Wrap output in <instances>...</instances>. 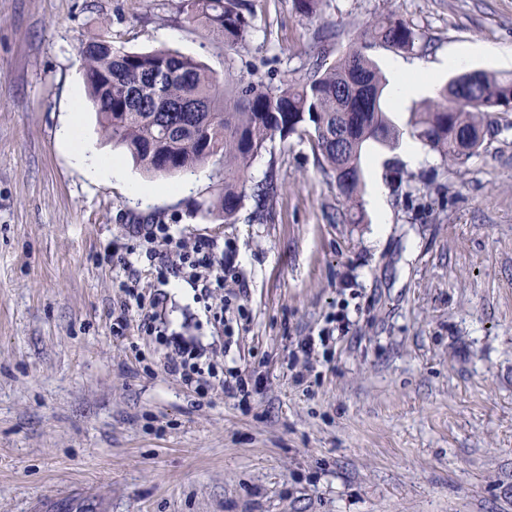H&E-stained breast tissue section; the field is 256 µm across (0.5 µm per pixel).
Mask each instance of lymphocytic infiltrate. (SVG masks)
Returning a JSON list of instances; mask_svg holds the SVG:
<instances>
[{
	"instance_id": "lymphocytic-infiltrate-1",
	"label": "lymphocytic infiltrate",
	"mask_w": 512,
	"mask_h": 512,
	"mask_svg": "<svg viewBox=\"0 0 512 512\" xmlns=\"http://www.w3.org/2000/svg\"><path fill=\"white\" fill-rule=\"evenodd\" d=\"M134 238V245L119 258L128 275L120 284L125 298L112 323L113 335H122L129 315L137 314L139 329L154 338L168 375L198 393L217 386L227 396H246L248 384L238 371L224 370L194 343L173 341L161 312L165 285L180 280L198 291L213 327L233 335L235 320L245 319L246 314L236 311V295L224 291L232 270L224 264L223 247L209 238L185 244L169 224L137 225ZM142 260L155 271L156 290L145 289L141 284L135 264Z\"/></svg>"
}]
</instances>
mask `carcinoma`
Returning a JSON list of instances; mask_svg holds the SVG:
<instances>
[{
  "instance_id": "1",
  "label": "carcinoma",
  "mask_w": 512,
  "mask_h": 512,
  "mask_svg": "<svg viewBox=\"0 0 512 512\" xmlns=\"http://www.w3.org/2000/svg\"><path fill=\"white\" fill-rule=\"evenodd\" d=\"M189 22L236 50L250 28L249 0H181ZM375 43L412 53L418 35L388 13L352 33L351 45L324 66L325 48L304 75L270 86L253 76L221 79L205 64L178 50L127 52L97 34L82 42L80 56L88 101L104 137L152 178H171L210 165L221 180L207 210L224 223L253 189L259 207L275 196L273 183L250 185L254 159L275 138L308 140L342 196L341 220L362 224V158L373 142L394 149L404 132L384 108L387 80L357 43ZM203 108L191 112L189 108ZM512 110V75L484 70L455 74L438 98L411 113L410 136L446 162L461 163L484 148L494 116Z\"/></svg>"
}]
</instances>
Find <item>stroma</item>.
Instances as JSON below:
<instances>
[{"mask_svg": "<svg viewBox=\"0 0 512 512\" xmlns=\"http://www.w3.org/2000/svg\"><path fill=\"white\" fill-rule=\"evenodd\" d=\"M242 48L189 23L180 0H0V512L56 501L73 512H512V112L462 164L369 146L391 212L339 222L343 199L307 140L269 142L251 181L265 212L234 223L204 210L211 168L150 178L102 135L86 100L81 41L167 47L217 74L271 85L310 68L318 32L392 12L420 35L408 63L450 71L470 42L496 48L469 69L512 73V0H251ZM95 143L123 178L78 165L61 128ZM413 176V206L393 191ZM156 187L152 197L128 187ZM132 224L232 245L224 258L248 316L218 335L197 291L167 286L168 332L250 381L246 402L167 375L136 325L112 333ZM346 314L311 359L297 343Z\"/></svg>", "mask_w": 512, "mask_h": 512, "instance_id": "1", "label": "stroma"}]
</instances>
